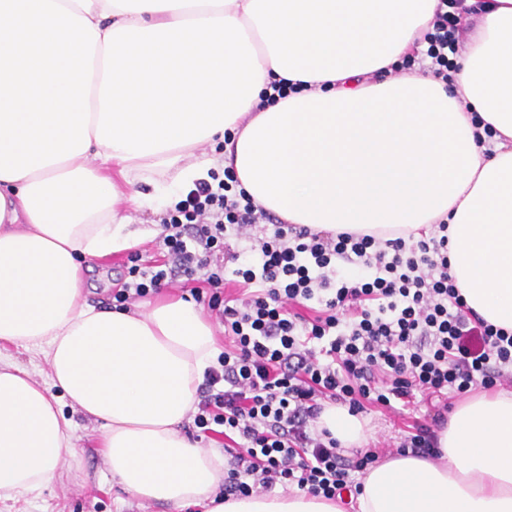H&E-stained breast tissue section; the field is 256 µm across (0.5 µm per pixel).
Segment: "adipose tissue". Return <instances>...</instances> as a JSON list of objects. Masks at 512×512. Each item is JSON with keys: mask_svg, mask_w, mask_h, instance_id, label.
I'll list each match as a JSON object with an SVG mask.
<instances>
[{"mask_svg": "<svg viewBox=\"0 0 512 512\" xmlns=\"http://www.w3.org/2000/svg\"><path fill=\"white\" fill-rule=\"evenodd\" d=\"M466 3L444 82L390 74L438 0H0V500L39 497L77 458L68 403L98 424L108 473L135 499L345 512L306 492L220 495L223 455L184 429L220 353L214 325L173 295L95 306L86 277L162 231L131 223L121 191L172 208L228 169L256 205L315 232L417 239L447 222L459 293L512 333V0ZM280 80L298 91L265 101ZM5 344L41 355L48 381ZM320 425L343 447L368 442L346 406ZM355 500L512 512V393L460 402L434 455L377 463Z\"/></svg>", "mask_w": 512, "mask_h": 512, "instance_id": "1", "label": "adipose tissue"}]
</instances>
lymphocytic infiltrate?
Listing matches in <instances>:
<instances>
[{
    "instance_id": "lymphocytic-infiltrate-1",
    "label": "lymphocytic infiltrate",
    "mask_w": 512,
    "mask_h": 512,
    "mask_svg": "<svg viewBox=\"0 0 512 512\" xmlns=\"http://www.w3.org/2000/svg\"><path fill=\"white\" fill-rule=\"evenodd\" d=\"M457 0H439L424 57L447 80L459 52ZM266 214L235 178L197 182L161 233L163 261L130 252L123 304L184 278L224 324L231 344L209 369L194 424L223 429L225 495L294 487L328 499L352 489L377 452L345 459L317 422L325 402L447 410L449 393L512 379V333L468 307L448 271V226L407 242L370 234L314 233L300 224L258 232ZM247 237L233 276L244 297L224 298L222 255Z\"/></svg>"
}]
</instances>
